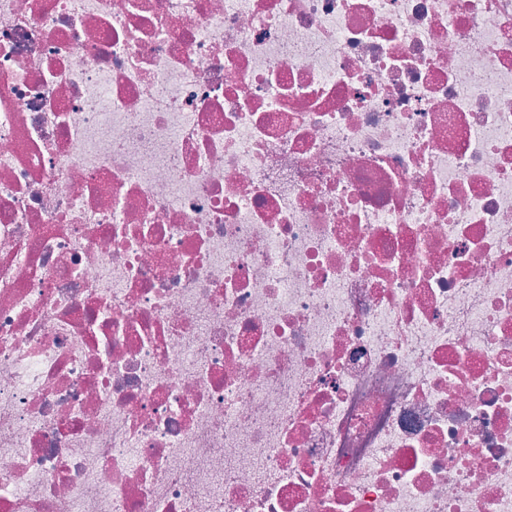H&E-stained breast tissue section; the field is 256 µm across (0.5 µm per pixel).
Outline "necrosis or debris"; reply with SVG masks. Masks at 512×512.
<instances>
[{"label":"necrosis or debris","mask_w":512,"mask_h":512,"mask_svg":"<svg viewBox=\"0 0 512 512\" xmlns=\"http://www.w3.org/2000/svg\"><path fill=\"white\" fill-rule=\"evenodd\" d=\"M0 512H512V0H0Z\"/></svg>","instance_id":"obj_1"}]
</instances>
